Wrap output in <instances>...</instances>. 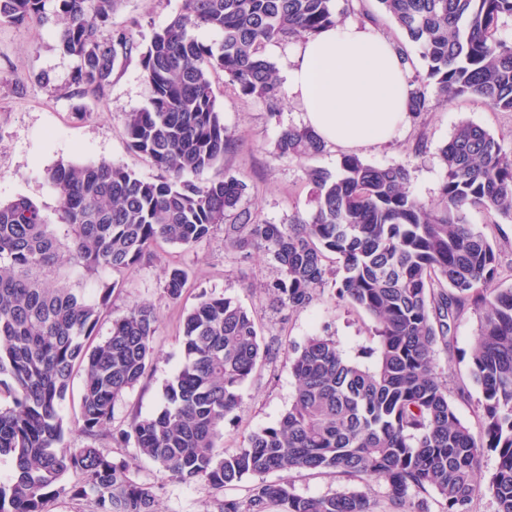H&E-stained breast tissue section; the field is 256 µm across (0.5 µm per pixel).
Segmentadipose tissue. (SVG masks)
Returning a JSON list of instances; mask_svg holds the SVG:
<instances>
[{"label": "adipose tissue", "mask_w": 512, "mask_h": 512, "mask_svg": "<svg viewBox=\"0 0 512 512\" xmlns=\"http://www.w3.org/2000/svg\"><path fill=\"white\" fill-rule=\"evenodd\" d=\"M405 68L368 24L347 22L309 37L288 70V94L323 141L349 149L388 143L408 120Z\"/></svg>", "instance_id": "obj_1"}]
</instances>
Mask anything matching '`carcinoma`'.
<instances>
[{
  "label": "carcinoma",
  "mask_w": 512,
  "mask_h": 512,
  "mask_svg": "<svg viewBox=\"0 0 512 512\" xmlns=\"http://www.w3.org/2000/svg\"><path fill=\"white\" fill-rule=\"evenodd\" d=\"M117 0H0V25L53 23L62 52L76 59L70 96L101 98L114 70L137 54L152 87L150 105L125 117L131 150L161 171L153 181L110 162L58 161L46 172L58 192L55 222L26 197L0 203V456L13 472L0 483V512H46L80 477L71 497L89 512H156L155 491L124 459L96 442H133L140 455L183 482L222 489L243 477L314 470L340 473L353 486L303 497L288 480L260 483L246 504L221 499L214 512H375L359 486L385 485L393 512H428L429 492L442 512H470L480 487L512 512V285L501 287L494 243L466 210L512 222V148L470 123L441 150L446 177L439 203L407 189L400 165L378 167L347 154L332 172L305 167L314 208L286 224H270L241 205L246 182L226 171L206 178L224 159L227 134L212 87L224 73L244 97L274 115L282 103L271 43L303 40L341 21L335 0H182L179 14L147 44L112 26ZM385 14L416 44L425 76L410 83L417 117L452 98L471 95L512 112V43L497 38L512 17V0H379ZM205 27L220 41L205 44ZM325 146L310 129L286 128L277 159L307 161ZM224 225V248L270 257L275 276L262 285L281 308L310 303L331 287L336 298L371 320L376 346L369 362L345 356L332 335L316 334L293 349V402L273 426L233 452L221 439L240 389L273 354L250 313L229 297L204 294L184 321V359L163 389V407L131 415L112 436L116 402L147 375L154 359L156 316L145 305L112 319L106 339L87 340L118 282L95 296L70 275L124 274L165 243L191 249ZM187 283L175 268L163 288L173 300ZM473 310L478 328L470 376L485 439L456 415L437 362L457 321ZM85 386L78 428L86 443L62 447L60 414L74 373ZM499 465L481 484L484 449Z\"/></svg>",
  "instance_id": "carcinoma-1"
}]
</instances>
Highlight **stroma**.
Listing matches in <instances>:
<instances>
[{"label":"stroma","mask_w":512,"mask_h":512,"mask_svg":"<svg viewBox=\"0 0 512 512\" xmlns=\"http://www.w3.org/2000/svg\"><path fill=\"white\" fill-rule=\"evenodd\" d=\"M344 20L366 21L408 56V78L425 74L426 64L416 45L382 12L378 0H338ZM182 0H119L112 15L116 27L132 28L140 43H147L154 29L165 26L181 10ZM75 65L60 50L50 26H0V202L24 196L36 202L47 216H54L59 198L45 178L47 168L57 161L87 163L107 161L125 166L146 180L159 177V170L144 156L133 152L124 128L127 113L149 105L152 89L138 57L116 69L112 84L101 99L70 98L68 82ZM224 126L234 144L225 153L223 167L247 183L245 205L272 224L288 223L298 212L313 207L312 187L304 165L295 160L276 159L273 143L283 128L303 127L300 105L284 99L279 112L269 114L257 98L240 97L237 88L223 75L212 77ZM463 122L477 125L512 144V112H500L475 97H458L417 118H409L400 137L376 146L358 149L364 161L378 166L404 165L409 173L410 192L426 203L438 200L445 179L441 147ZM470 223L481 229L496 245L501 281L512 284V223L496 220L480 209L468 212ZM172 267L186 271L188 284L180 299H169L163 290L165 272ZM273 262L263 256L243 258L225 249L224 230L216 228L210 239L186 250L158 246L151 263L122 278L98 326V339H105L112 320L134 304L152 305L158 328L154 336L155 359L146 378L117 402L113 432L126 429L134 412L149 414L162 406L165 384L175 376L183 358L182 329L185 316L201 294L225 295L243 305L261 326L265 344L274 354L244 384L240 401L224 423L223 446L234 449L247 437L273 426L290 407L296 380L291 371L293 346L312 335L328 332L341 350L356 356L373 347L368 333L369 317L339 304L332 288L316 293L305 307L277 309L261 288L273 277ZM477 321L465 313L458 321L454 340L440 350L438 363L450 390L466 386L470 399H454L459 419L480 431L477 401L479 387L469 376V357L474 346ZM101 447L135 467L141 480L155 489L157 512H211L216 496L246 501L260 480L279 481L276 473L266 478L244 477L216 492L202 481L183 482L149 461L139 458L133 444H116L104 439Z\"/></svg>","instance_id":"1"}]
</instances>
